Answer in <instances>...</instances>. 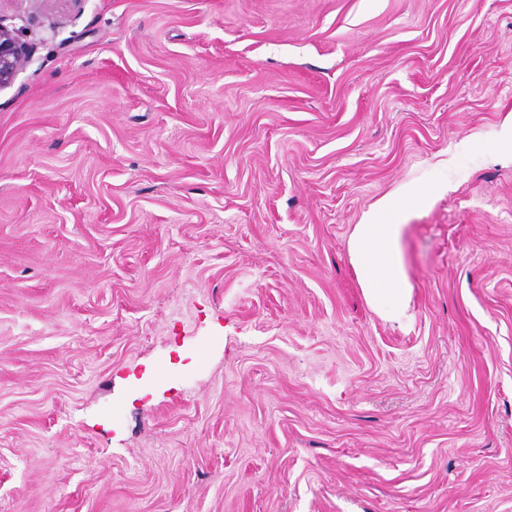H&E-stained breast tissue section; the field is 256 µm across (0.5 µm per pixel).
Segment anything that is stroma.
<instances>
[{"label":"stroma","mask_w":512,"mask_h":512,"mask_svg":"<svg viewBox=\"0 0 512 512\" xmlns=\"http://www.w3.org/2000/svg\"><path fill=\"white\" fill-rule=\"evenodd\" d=\"M0 512H512V0H0ZM412 287L355 224L405 184ZM30 56V48L16 32L0 24V90L11 85ZM432 194L403 185L379 199L349 238L355 273L371 307L390 320L400 319L411 291L400 241L405 224L400 216L404 203L423 208Z\"/></svg>","instance_id":"35a3bbf8"}]
</instances>
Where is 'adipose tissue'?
<instances>
[{
	"instance_id": "obj_1",
	"label": "adipose tissue",
	"mask_w": 512,
	"mask_h": 512,
	"mask_svg": "<svg viewBox=\"0 0 512 512\" xmlns=\"http://www.w3.org/2000/svg\"><path fill=\"white\" fill-rule=\"evenodd\" d=\"M430 192L401 186L379 199L349 238V251L359 284L371 307L390 320L400 319L411 291L400 248L404 205L423 208Z\"/></svg>"
}]
</instances>
